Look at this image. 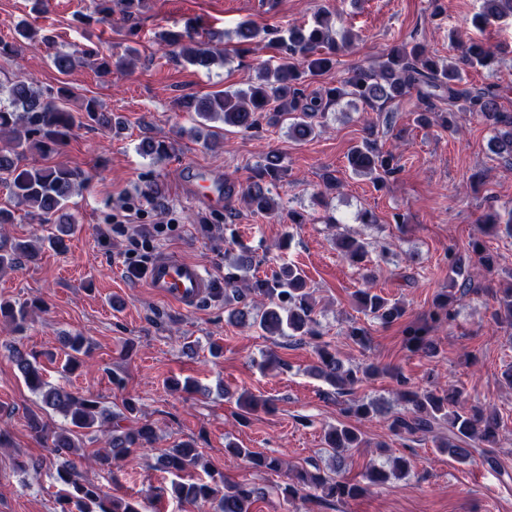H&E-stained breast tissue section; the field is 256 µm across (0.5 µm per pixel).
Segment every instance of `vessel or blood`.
Masks as SVG:
<instances>
[{"mask_svg":"<svg viewBox=\"0 0 512 512\" xmlns=\"http://www.w3.org/2000/svg\"><path fill=\"white\" fill-rule=\"evenodd\" d=\"M188 188L205 206L224 199L223 182L211 180L203 169H192ZM147 283L154 294L186 309L196 308L211 288L210 278L196 262L168 256L158 257L150 264Z\"/></svg>","mask_w":512,"mask_h":512,"instance_id":"b4317fda","label":"vessel or blood"}]
</instances>
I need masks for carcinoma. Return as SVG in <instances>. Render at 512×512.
<instances>
[{
  "mask_svg": "<svg viewBox=\"0 0 512 512\" xmlns=\"http://www.w3.org/2000/svg\"><path fill=\"white\" fill-rule=\"evenodd\" d=\"M144 7V0H95L94 14L106 18L114 12L132 15ZM506 16H512V0H483L482 11L473 24L489 26ZM160 44L170 48L174 57L207 68L217 54L210 44L184 37L181 32H163ZM353 42L350 32L338 33L329 13L318 14L311 25H298L287 34L272 33L268 46L275 51L276 61L259 69L257 81L245 90H224L206 97H192L186 101L188 111L206 122H221L238 132L258 131L264 127L288 125V133L298 141L314 138L324 127L327 111L342 101L362 103L371 111L387 104L416 96L420 107L415 121L422 127L441 122L446 129L453 128L457 112H469L489 127L494 136L492 152L505 163L512 164V112L501 103L504 92L498 87L476 85L468 81L469 70L486 69L495 60L491 48L471 41L460 46L456 61L447 63L432 56L425 46L402 42L384 52L379 60L369 66L355 65L336 80L329 82L323 93L308 96L302 83L308 76H329L337 64V57ZM93 58L92 67L99 78L106 79L112 68L127 65V58H114L110 54L91 53L80 55L58 51L52 57L53 65L61 72H69ZM9 105L0 107V135L7 146L0 149V181L17 203L31 209V213L49 224L63 209L81 181L77 171L64 165L37 166L28 163V155L37 152L49 154L68 138L74 129L88 119L103 127H112V113L106 112L94 99L87 100L79 113L64 105L68 97L65 89L44 94L33 87L30 79H21L8 91ZM390 123V115L368 117L365 120V137L347 154V169L355 176L369 179L380 185L400 171L399 158L384 149L375 138L380 122ZM284 175L281 158L276 154L266 157V163L242 190L224 180L227 197L241 193L254 213L275 216L280 211L278 188ZM502 219L499 212L486 217L487 231L497 235L503 231L512 235V210ZM72 225L58 224L56 232L41 241L55 249L65 248L64 237L70 235ZM336 252L346 262L363 270V278L370 282L373 274L368 264L371 245L345 231L336 232ZM35 247L28 241H15L0 249V272L12 269L19 259L32 258ZM254 258L245 246L240 255L225 268L224 295L232 297L243 307L232 311L231 317L242 326L257 327L268 336L297 337L308 340L314 348L317 364L315 374L323 378L339 397L351 396L342 413L356 422L383 416L389 430L396 436H427L435 439L436 447L460 462L468 461L471 449L480 445L492 447L499 441L501 421L499 415L470 402L468 395L456 384L418 387L402 371L378 364H347L336 349L322 341L316 319L312 293L297 266L284 263L271 277L257 278L241 288L244 276L237 274L252 266ZM448 279L450 289L437 294L426 320L410 324L404 329V339L413 351L428 358L439 355V344L431 335L434 326L453 319L457 294L465 295L476 290L470 264L461 256H449ZM358 312L391 325L404 317L406 310L398 300H391L373 287L360 288L354 293ZM497 307L492 320L512 329V286L498 291ZM8 319L16 331L30 321L28 305L0 301V320ZM351 343L362 348L370 341L368 329L356 321L344 331ZM85 340L81 336L68 338L64 368L74 371L81 366L79 354L83 353ZM11 359L28 387L38 393L41 403L69 419L70 427L50 431L37 418L27 421L30 432L39 439L51 441L53 453L67 460L56 469V481L62 487L59 512H145L142 502L131 497L108 494L84 479L78 462L89 461L109 473L120 467L136 449L152 443L156 431L148 423L127 426L134 412L127 402L119 411L103 408L92 397L76 396L62 387L52 386L31 362L29 355L16 348ZM387 375L395 383L396 393L404 403L405 411L391 413L373 398L356 397L354 390L365 380ZM244 412L242 419L267 406L244 393L238 397ZM97 427L105 436V448L92 453L84 451L86 431ZM326 447L336 455V475L321 472L316 467L288 468V482L279 487L286 501L314 500L323 503L344 502L361 497L366 487L341 474L344 453L353 448H368L370 443L359 429L339 422L324 431ZM234 455L242 458L252 468L278 472L287 463L278 456L263 455L248 448L235 446ZM203 465V455L192 441H181L165 450L156 461V468L176 477ZM411 462L404 456L387 457L382 463L371 464L362 474L371 485H383L392 479L409 475ZM175 499L186 503H212L216 512H253V504L265 498L263 488L248 484L230 483L224 479L209 482L173 483Z\"/></svg>",
  "mask_w": 512,
  "mask_h": 512,
  "instance_id": "carcinoma-1",
  "label": "carcinoma"
}]
</instances>
